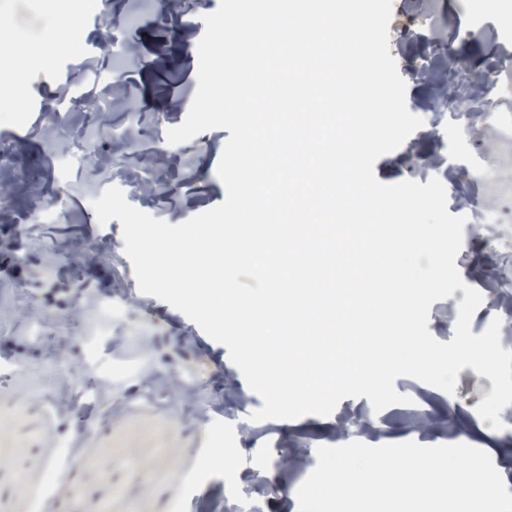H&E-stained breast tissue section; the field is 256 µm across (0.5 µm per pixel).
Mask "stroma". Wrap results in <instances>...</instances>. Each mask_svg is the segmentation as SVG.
Segmentation results:
<instances>
[{"instance_id": "stroma-1", "label": "stroma", "mask_w": 512, "mask_h": 512, "mask_svg": "<svg viewBox=\"0 0 512 512\" xmlns=\"http://www.w3.org/2000/svg\"><path fill=\"white\" fill-rule=\"evenodd\" d=\"M71 0H0L11 15L8 41L45 43L51 12ZM220 0H183L158 13L127 0L84 14L74 44L53 46L44 66L28 59L19 77L22 111L0 112V145L14 161L0 166V512H31L34 495L55 512H298L296 491L317 464L318 446L471 439L497 469L511 460L489 438H471L477 405L493 388L473 368L460 370L454 394L400 377L412 399L374 412L367 398H346L327 417L251 421L263 405L227 348L169 304L140 292L124 253L121 224L99 225L91 202L107 187L155 218L179 224L221 204L217 166L230 136L212 129L170 147L197 88L203 15ZM411 36L400 40L403 28ZM512 45V0H412L394 9L390 54L407 84L411 113L424 121L396 151L380 157V182L427 183L438 177L448 211L472 224L512 225V184L477 179L494 166L512 171V58L491 54L482 32ZM447 42L470 74L495 70L503 94L471 106L440 92L447 60L412 70L406 58ZM109 155L82 172L88 145ZM428 157L415 166L411 157ZM164 175L155 194L135 193ZM78 241L80 253L60 251ZM466 285L484 296L471 324L481 334L512 311V287L494 288L497 260L479 249L456 259ZM70 326L61 342L57 324ZM218 448L210 468L195 458L202 437Z\"/></svg>"}]
</instances>
